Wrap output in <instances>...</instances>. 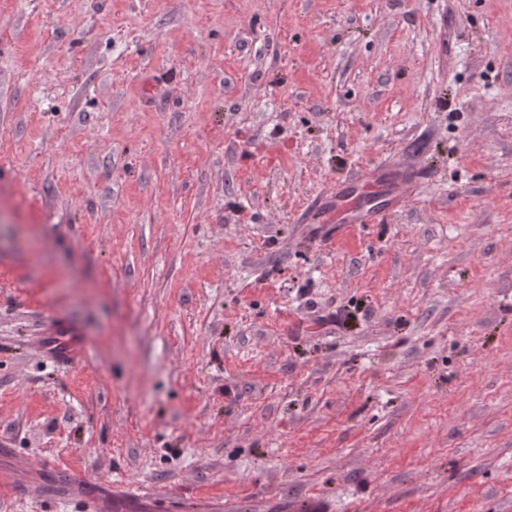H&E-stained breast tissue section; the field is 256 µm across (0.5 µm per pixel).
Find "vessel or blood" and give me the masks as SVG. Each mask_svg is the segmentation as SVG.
<instances>
[{
    "label": "vessel or blood",
    "mask_w": 512,
    "mask_h": 512,
    "mask_svg": "<svg viewBox=\"0 0 512 512\" xmlns=\"http://www.w3.org/2000/svg\"><path fill=\"white\" fill-rule=\"evenodd\" d=\"M420 171L405 168L382 170L368 168L354 176L351 186H337L316 204L314 218L322 224H379L386 212L371 205L359 204V196L383 194L394 205L405 204L422 184ZM52 497L59 499L84 498L89 512H111L116 503L115 494L95 491L93 479L67 482L66 485L51 489Z\"/></svg>",
    "instance_id": "b4317fda"
}]
</instances>
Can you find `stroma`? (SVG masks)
Returning a JSON list of instances; mask_svg holds the SVG:
<instances>
[{"label": "stroma", "mask_w": 512, "mask_h": 512, "mask_svg": "<svg viewBox=\"0 0 512 512\" xmlns=\"http://www.w3.org/2000/svg\"><path fill=\"white\" fill-rule=\"evenodd\" d=\"M369 165L429 177L310 223ZM0 448L159 512H512V0H0Z\"/></svg>", "instance_id": "1"}]
</instances>
